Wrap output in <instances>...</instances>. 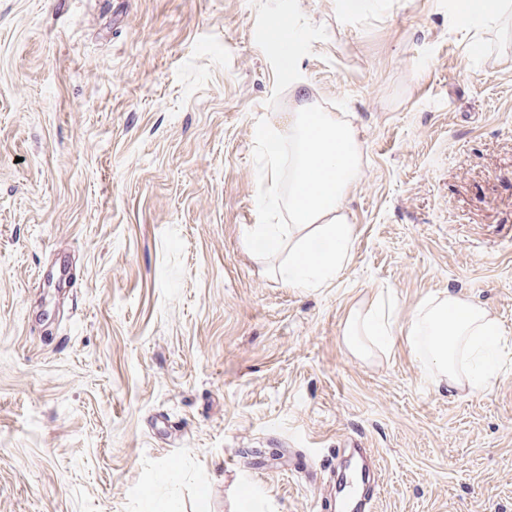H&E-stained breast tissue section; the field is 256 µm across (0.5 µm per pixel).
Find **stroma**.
I'll return each instance as SVG.
<instances>
[{"label":"stroma","instance_id":"1","mask_svg":"<svg viewBox=\"0 0 512 512\" xmlns=\"http://www.w3.org/2000/svg\"><path fill=\"white\" fill-rule=\"evenodd\" d=\"M294 0H0V512H512V18L448 0H304L319 111L363 142L349 259L291 288L249 252L274 200L267 36ZM500 334L492 379L435 385L404 339L445 292ZM451 4L454 5L451 6ZM508 10L507 0H455L450 2V16L453 23L464 28L495 22ZM346 335L349 336L351 345L359 352L366 350L365 339L373 342L378 338L391 345L396 337L393 336L394 329H392L390 320H387V316L384 320L371 315L365 318L356 316L350 319Z\"/></svg>","mask_w":512,"mask_h":512}]
</instances>
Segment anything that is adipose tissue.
<instances>
[{"instance_id": "obj_1", "label": "adipose tissue", "mask_w": 512, "mask_h": 512, "mask_svg": "<svg viewBox=\"0 0 512 512\" xmlns=\"http://www.w3.org/2000/svg\"><path fill=\"white\" fill-rule=\"evenodd\" d=\"M511 8L507 0H454L450 16L456 26L470 28L496 21ZM269 38L283 53L295 96L287 125L275 130L278 141L293 149V178L287 224L252 225L246 245L254 250L287 248L288 262L279 269L283 282L314 288L332 281L347 262L352 227L344 210L362 176L363 143L355 126L337 113L315 111L307 84L295 75L300 35L289 17L273 20ZM495 333L496 323L486 309L449 292L414 311L404 339L422 368L454 386L459 382V349L482 361L483 344Z\"/></svg>"}]
</instances>
